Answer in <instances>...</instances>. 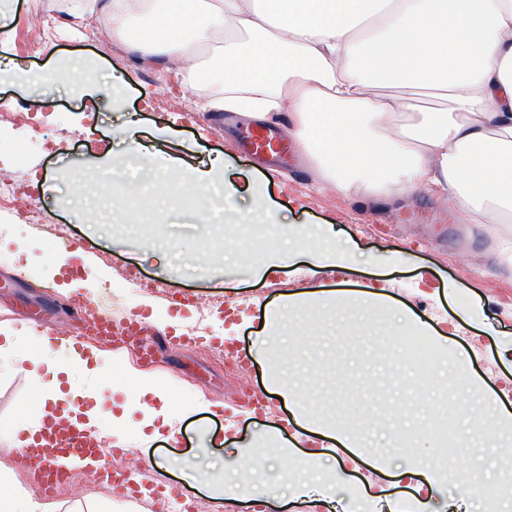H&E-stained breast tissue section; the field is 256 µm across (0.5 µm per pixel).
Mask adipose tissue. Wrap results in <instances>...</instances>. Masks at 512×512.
<instances>
[{
	"mask_svg": "<svg viewBox=\"0 0 512 512\" xmlns=\"http://www.w3.org/2000/svg\"><path fill=\"white\" fill-rule=\"evenodd\" d=\"M100 31L125 38L145 62L163 61L186 76L204 108L261 122L286 118L313 160L322 184L344 195L381 201L424 189L477 224L512 223V0H104ZM209 49L206 61L197 52ZM391 83L426 92L441 107L406 109L403 97L379 92ZM282 246L268 249L251 268L262 281L297 259L333 267L354 263L334 225L316 231L282 229ZM307 297L279 294L264 317L251 362L272 364L270 344L280 312H306ZM58 337L28 323L0 326V359L41 387L37 424L13 436L19 448L38 445L45 426L71 424L94 434L100 406L82 391L87 409L72 405L63 379L72 368L56 358ZM128 390L153 399L161 424L140 434L139 446L178 443V422L223 414L225 452L234 467L215 473L209 449L179 459L208 488L223 484L225 512H441L436 505L442 455L401 468L411 497L361 490L337 500L329 463L336 451L313 448L296 456L280 427L265 434L273 456L243 452L240 412L199 398L185 404L145 373L131 371ZM280 460L277 483L239 488ZM303 459L310 473L292 468Z\"/></svg>",
	"mask_w": 512,
	"mask_h": 512,
	"instance_id": "ef3b65f1",
	"label": "adipose tissue"
}]
</instances>
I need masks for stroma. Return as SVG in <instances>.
<instances>
[{
  "label": "stroma",
  "instance_id": "obj_1",
  "mask_svg": "<svg viewBox=\"0 0 512 512\" xmlns=\"http://www.w3.org/2000/svg\"><path fill=\"white\" fill-rule=\"evenodd\" d=\"M15 7L24 21L10 43L12 57L34 71H53L51 83L19 92L0 87V101L22 112V121L0 119V180L19 187L13 204H0V324H50L63 336L76 321L73 305L85 314L108 312L128 319L140 312L138 298L151 297L158 312L184 318L183 346L157 349V365L148 373L186 402L205 398L244 408L248 395H263L272 380L285 379L314 386L315 395L304 407L312 417L342 426L360 443L363 453H379L376 467L347 471L336 481V496L346 499L361 486H389L395 471L428 459L436 441L423 429L434 408H442L450 423L466 439L449 451L461 459L464 470H449L438 488L439 498L451 501L455 485L467 479L482 488L500 484L503 458L485 439L483 420L490 410L512 412V360L500 359L498 345L512 336V269L498 265V253L512 245L511 224H472L452 207L418 190L396 203H369L346 198L334 188L315 184L313 165L293 169L291 158L268 165L241 146L245 118L231 112H201L164 63H144L125 44L102 36L94 18L82 23L83 38L62 31L71 18L54 0H0ZM139 121L140 139L150 153L128 157L117 130L129 118ZM180 157L184 168L208 167L220 159L240 191L242 212L264 208L274 215L258 233L225 211L222 187L210 186L206 219L183 211L154 214L150 201L165 196V156ZM121 164L137 186L122 201L105 202V173L109 164ZM44 179L39 192L33 178ZM84 190L100 210L61 206L67 189ZM34 203L40 218H20L25 204ZM316 227L335 225L340 237L364 252L365 263L346 269H318L301 262L258 282L248 267L228 270L224 250L242 242L278 239V224ZM33 243L30 261L16 260V243ZM406 253L408 263L391 265L388 250ZM68 256V266L82 288L63 292L55 261ZM346 288L380 294L381 304L368 306L350 326L331 308H317V326L297 340L275 344V367L249 365L240 378L234 360L218 356L207 333L223 329L224 310L234 301L246 302L248 316H262L252 298L269 301L298 290ZM480 307L482 324L470 322L472 307ZM434 326L448 338L450 383L447 389L430 384L427 395L405 394L418 381V369L407 354L388 348L386 339L398 313ZM106 362L100 375L76 371L77 390H94L102 412L99 427L112 434V404L125 403L128 439L152 422L142 403L126 398L120 387L127 366L137 358L117 344L90 336ZM465 374L469 382L457 386ZM38 384L0 362V461L10 462L12 478L35 492L36 459L13 447L10 437L35 424ZM220 416H191L183 423L178 444L156 443L149 451L123 448L104 453L108 470H140L151 493L141 502L142 512H156L164 490L179 497L182 512H225L217 501L188 487L180 471L162 464L191 454L208 431L223 427ZM415 436V447L403 451L394 445L396 431ZM112 481L88 483L74 472L52 501L59 512H106L108 502L123 498Z\"/></svg>",
  "mask_w": 512,
  "mask_h": 512
}]
</instances>
